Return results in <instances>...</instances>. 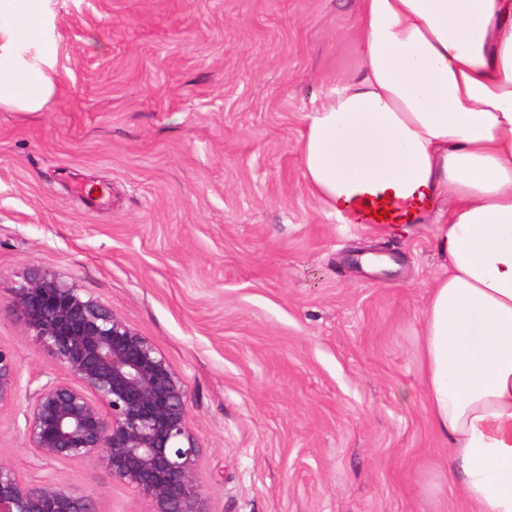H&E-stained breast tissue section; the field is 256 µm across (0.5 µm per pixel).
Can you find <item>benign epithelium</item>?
<instances>
[{
  "label": "benign epithelium",
  "instance_id": "benign-epithelium-1",
  "mask_svg": "<svg viewBox=\"0 0 512 512\" xmlns=\"http://www.w3.org/2000/svg\"><path fill=\"white\" fill-rule=\"evenodd\" d=\"M7 304L62 373L26 409L24 433L34 454L91 461L149 500L153 512H205L187 384L150 338L46 272L18 282ZM19 386L13 356L0 348V409L14 404ZM0 512L96 509L91 496L52 477L29 482L0 460Z\"/></svg>",
  "mask_w": 512,
  "mask_h": 512
}]
</instances>
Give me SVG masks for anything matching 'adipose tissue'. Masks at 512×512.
I'll return each instance as SVG.
<instances>
[{
	"label": "adipose tissue",
	"mask_w": 512,
	"mask_h": 512,
	"mask_svg": "<svg viewBox=\"0 0 512 512\" xmlns=\"http://www.w3.org/2000/svg\"><path fill=\"white\" fill-rule=\"evenodd\" d=\"M48 0H0V108L55 91ZM359 64L304 117L308 191L354 220L430 207L443 269L420 318L430 423L466 512H512V0H358Z\"/></svg>",
	"instance_id": "ef3b65f1"
}]
</instances>
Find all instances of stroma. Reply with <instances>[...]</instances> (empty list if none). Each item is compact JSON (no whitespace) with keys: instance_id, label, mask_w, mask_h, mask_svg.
Listing matches in <instances>:
<instances>
[{"instance_id":"obj_1","label":"stroma","mask_w":512,"mask_h":512,"mask_svg":"<svg viewBox=\"0 0 512 512\" xmlns=\"http://www.w3.org/2000/svg\"><path fill=\"white\" fill-rule=\"evenodd\" d=\"M56 91L0 110V348L20 391L0 460L98 512H151L24 435L60 377L11 288L41 271L150 337L188 386L206 512H461L418 321L435 211L350 224L306 189L303 117L358 64L357 0H49ZM109 187L89 205L81 185Z\"/></svg>"}]
</instances>
